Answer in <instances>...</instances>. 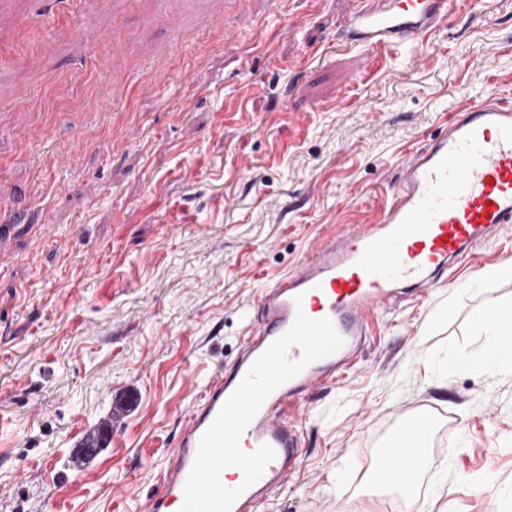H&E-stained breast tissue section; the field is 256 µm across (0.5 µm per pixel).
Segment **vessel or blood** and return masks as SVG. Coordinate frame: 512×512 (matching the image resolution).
<instances>
[{"label": "vessel or blood", "instance_id": "b4317fda", "mask_svg": "<svg viewBox=\"0 0 512 512\" xmlns=\"http://www.w3.org/2000/svg\"><path fill=\"white\" fill-rule=\"evenodd\" d=\"M461 0H354L340 29L352 47L409 51ZM512 228V100L488 94L450 112L444 132L404 165L377 221L344 227L265 288L260 317L230 370L185 417L159 489L142 512H256L300 463V432L286 417L309 391L352 369L371 316L409 290L427 292L456 261ZM404 419L378 456L383 475L413 468ZM112 428H82L84 456Z\"/></svg>", "mask_w": 512, "mask_h": 512}]
</instances>
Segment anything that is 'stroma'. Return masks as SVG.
Returning <instances> with one entry per match:
<instances>
[{"label":"stroma","mask_w":512,"mask_h":512,"mask_svg":"<svg viewBox=\"0 0 512 512\" xmlns=\"http://www.w3.org/2000/svg\"><path fill=\"white\" fill-rule=\"evenodd\" d=\"M483 2L415 50L406 83L392 54L339 40L351 0H286L258 21L252 0H0V42L15 44L0 177L17 199L0 277V512H139L262 291L311 245L373 223L448 112L512 97V0ZM72 151L76 170L52 165ZM510 258L512 234L378 314L356 367L305 397L299 467L257 512H374L370 467L413 414L428 425L427 512H512V362L448 368L482 356L473 323L512 302V279L476 276ZM119 405L111 447L65 462Z\"/></svg>","instance_id":"stroma-1"}]
</instances>
